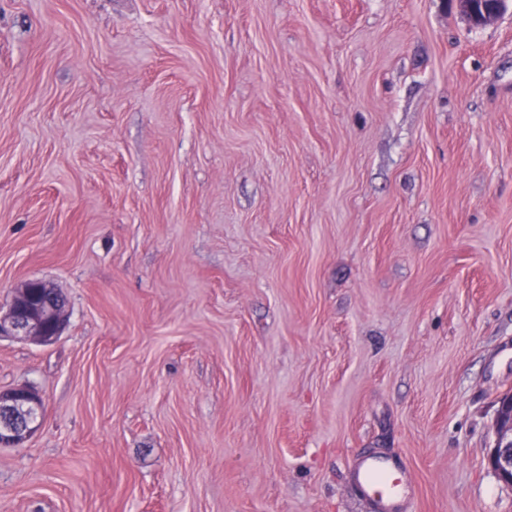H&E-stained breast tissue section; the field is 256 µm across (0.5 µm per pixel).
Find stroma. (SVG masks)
Masks as SVG:
<instances>
[{
    "label": "stroma",
    "instance_id": "1",
    "mask_svg": "<svg viewBox=\"0 0 512 512\" xmlns=\"http://www.w3.org/2000/svg\"><path fill=\"white\" fill-rule=\"evenodd\" d=\"M0 512H512V10L0 0ZM508 0H455L460 12L476 26L494 23L506 10ZM65 299L39 279H30L17 291L5 316L0 315V339L25 336L49 344L65 327ZM42 407V397L29 386L0 391V447H18L28 441L38 429L36 415ZM494 427L496 438L492 448L483 451L488 467L505 485L512 486V393L502 394L498 401ZM405 475L401 460L384 455L360 457L354 472L355 482L370 500L373 512H403L412 495Z\"/></svg>",
    "mask_w": 512,
    "mask_h": 512
}]
</instances>
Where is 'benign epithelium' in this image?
<instances>
[{
  "mask_svg": "<svg viewBox=\"0 0 512 512\" xmlns=\"http://www.w3.org/2000/svg\"><path fill=\"white\" fill-rule=\"evenodd\" d=\"M460 12L476 26L494 23L506 10L508 0H455ZM65 299L39 279H30L17 291L6 315H0V339L25 336L49 344L65 327ZM494 427L496 438L483 449L488 467L504 484L512 486V393L498 401ZM43 400L33 388L23 385L0 391V447H18L37 431L36 415Z\"/></svg>",
  "mask_w": 512,
  "mask_h": 512,
  "instance_id": "1",
  "label": "benign epithelium"
}]
</instances>
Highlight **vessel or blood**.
I'll return each instance as SVG.
<instances>
[{
  "mask_svg": "<svg viewBox=\"0 0 512 512\" xmlns=\"http://www.w3.org/2000/svg\"><path fill=\"white\" fill-rule=\"evenodd\" d=\"M354 478L369 499L373 512H403L412 495L404 463L392 457H360L355 465Z\"/></svg>",
  "mask_w": 512,
  "mask_h": 512,
  "instance_id": "1",
  "label": "vessel or blood"
}]
</instances>
